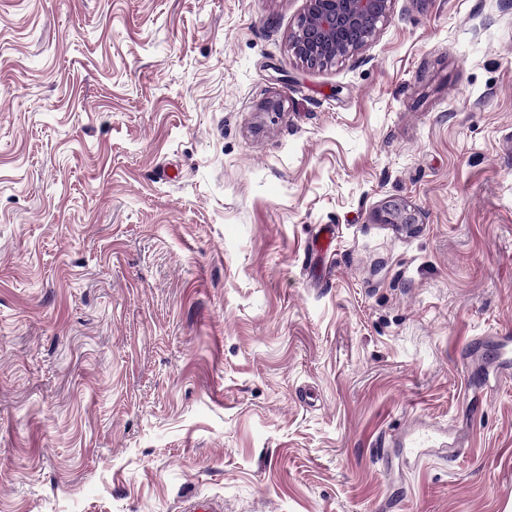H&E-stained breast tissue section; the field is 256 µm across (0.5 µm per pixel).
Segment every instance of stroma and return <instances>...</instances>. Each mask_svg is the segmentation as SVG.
<instances>
[{"label":"stroma","instance_id":"stroma-1","mask_svg":"<svg viewBox=\"0 0 512 512\" xmlns=\"http://www.w3.org/2000/svg\"><path fill=\"white\" fill-rule=\"evenodd\" d=\"M304 10L0 0V512H512V0ZM290 47L308 66L324 68L357 56L378 35L394 0H306ZM378 218L383 224H404L412 226L419 224V216L417 212L401 202H393L384 207L378 214ZM512 370V336H498V359L493 364L492 377L494 381L507 380ZM449 431L438 427H413L395 436L393 444L402 448L406 455L412 457L415 463H421L428 456V448L448 447V455L453 458L467 456L471 452L470 443L460 437L452 443L448 442ZM447 439V441H446Z\"/></svg>","mask_w":512,"mask_h":512}]
</instances>
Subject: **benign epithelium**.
Wrapping results in <instances>:
<instances>
[{"mask_svg":"<svg viewBox=\"0 0 512 512\" xmlns=\"http://www.w3.org/2000/svg\"><path fill=\"white\" fill-rule=\"evenodd\" d=\"M394 0H306L290 47L308 66L324 68L357 56L378 35ZM383 224L419 223L416 211L393 202L378 214Z\"/></svg>","mask_w":512,"mask_h":512,"instance_id":"obj_1","label":"benign epithelium"}]
</instances>
